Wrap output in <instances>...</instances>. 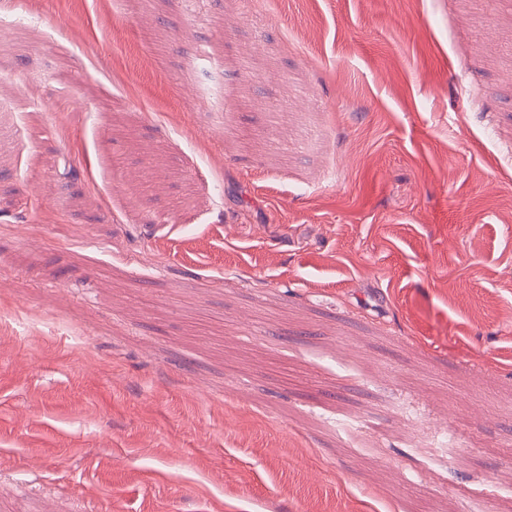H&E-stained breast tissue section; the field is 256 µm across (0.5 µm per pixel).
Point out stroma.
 I'll return each mask as SVG.
<instances>
[{
    "instance_id": "1",
    "label": "stroma",
    "mask_w": 512,
    "mask_h": 512,
    "mask_svg": "<svg viewBox=\"0 0 512 512\" xmlns=\"http://www.w3.org/2000/svg\"><path fill=\"white\" fill-rule=\"evenodd\" d=\"M0 38V512H512V0Z\"/></svg>"
}]
</instances>
